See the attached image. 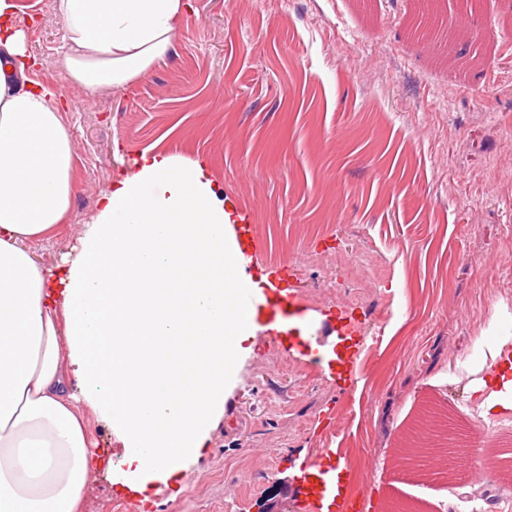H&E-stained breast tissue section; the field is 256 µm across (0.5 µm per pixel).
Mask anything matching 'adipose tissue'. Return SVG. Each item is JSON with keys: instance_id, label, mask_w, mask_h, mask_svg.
Returning a JSON list of instances; mask_svg holds the SVG:
<instances>
[{"instance_id": "obj_1", "label": "adipose tissue", "mask_w": 512, "mask_h": 512, "mask_svg": "<svg viewBox=\"0 0 512 512\" xmlns=\"http://www.w3.org/2000/svg\"><path fill=\"white\" fill-rule=\"evenodd\" d=\"M189 0H54L72 83L94 95L146 76ZM14 0H0V512H83L100 462L91 424L116 430L129 477L178 478L224 415L252 333L224 238L233 209L205 158L141 153L62 265L27 246L75 191L72 135L30 77ZM107 345L91 358L86 319Z\"/></svg>"}]
</instances>
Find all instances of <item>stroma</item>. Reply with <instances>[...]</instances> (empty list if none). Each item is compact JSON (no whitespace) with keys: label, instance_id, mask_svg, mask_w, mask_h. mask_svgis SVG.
Returning <instances> with one entry per match:
<instances>
[{"label":"stroma","instance_id":"stroma-1","mask_svg":"<svg viewBox=\"0 0 512 512\" xmlns=\"http://www.w3.org/2000/svg\"><path fill=\"white\" fill-rule=\"evenodd\" d=\"M416 0H191L173 46L138 82L72 84L53 0L19 5L38 64L64 103L76 191L63 224L31 241L46 266L78 245L101 197L144 150L200 156L253 226L267 270L373 343L346 388L326 366L253 333L224 415L185 482L147 491L152 512H261L275 481L320 448H352L376 507L501 512L512 479L476 484L391 470L426 406L462 432L512 438V410L482 416L473 362L512 337V0H480L470 38L422 47ZM340 429L326 435L328 412ZM107 474L85 512H142Z\"/></svg>","mask_w":512,"mask_h":512}]
</instances>
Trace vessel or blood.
Masks as SVG:
<instances>
[{
    "label": "vessel or blood",
    "instance_id": "vessel-or-blood-1",
    "mask_svg": "<svg viewBox=\"0 0 512 512\" xmlns=\"http://www.w3.org/2000/svg\"><path fill=\"white\" fill-rule=\"evenodd\" d=\"M251 224L241 220L225 227L227 239L236 249L238 270L248 271L258 262L251 248ZM254 327L272 335L285 351H296L320 361L319 345L335 332V325L323 317L322 309L309 304L284 276L267 275L262 295L248 306ZM359 353L335 354L328 368L344 385L351 386L360 373ZM357 482L348 460L335 448H322L302 459L298 475L288 485V495L302 502L306 512H359Z\"/></svg>",
    "mask_w": 512,
    "mask_h": 512
}]
</instances>
